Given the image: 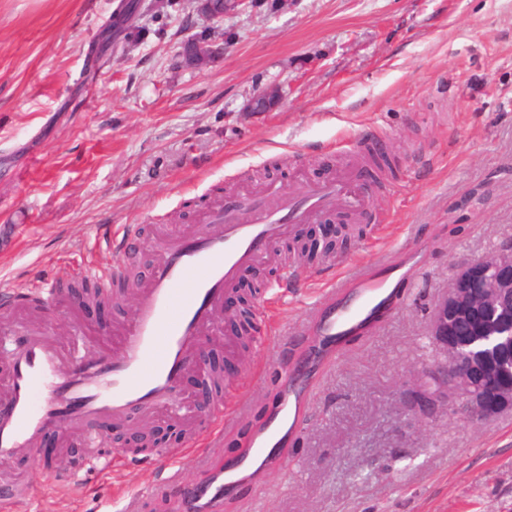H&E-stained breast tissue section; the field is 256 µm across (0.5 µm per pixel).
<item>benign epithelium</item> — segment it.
Masks as SVG:
<instances>
[{"instance_id": "obj_1", "label": "benign epithelium", "mask_w": 512, "mask_h": 512, "mask_svg": "<svg viewBox=\"0 0 512 512\" xmlns=\"http://www.w3.org/2000/svg\"><path fill=\"white\" fill-rule=\"evenodd\" d=\"M256 7V0H201V10L220 18ZM213 54L204 42L182 54L187 66L201 67ZM286 96L281 85L265 87L251 98L252 112H267ZM478 324L482 340L499 361L476 359L457 365V328ZM430 338L442 359L422 367L399 392L402 415L398 431L404 434L422 423L437 420L448 411L474 423L487 421L512 409V244L465 262L455 268L448 291L436 304Z\"/></svg>"}]
</instances>
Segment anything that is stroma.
I'll use <instances>...</instances> for the list:
<instances>
[{
	"label": "stroma",
	"mask_w": 512,
	"mask_h": 512,
	"mask_svg": "<svg viewBox=\"0 0 512 512\" xmlns=\"http://www.w3.org/2000/svg\"><path fill=\"white\" fill-rule=\"evenodd\" d=\"M120 0H0V340L35 329L21 296L115 265L132 232L143 257L190 236L225 190L289 192L352 167L361 138L382 146L394 178L371 183L370 221L346 250L308 266L287 246L263 267L256 340L209 344L224 398L190 417L132 411L150 430L181 432L170 456L189 484L225 470L302 388L306 412L270 467L224 497L223 512H512V411L473 424L447 414L395 435L396 395L435 355L428 333L455 265L512 242V0H259L206 16L198 0H140L126 33ZM221 45L206 66L179 62L185 40ZM273 83L288 96L248 109ZM413 267L390 317L348 337L316 375L318 290L382 256ZM132 300L102 312L61 306L64 353L112 349ZM231 414L222 445L205 439ZM63 438L0 465V487L27 483L11 512H176L158 451L90 449ZM55 461L47 463L44 454Z\"/></svg>",
	"instance_id": "35a3bbf8"
}]
</instances>
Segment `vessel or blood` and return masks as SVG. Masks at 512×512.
Instances as JSON below:
<instances>
[{
	"mask_svg": "<svg viewBox=\"0 0 512 512\" xmlns=\"http://www.w3.org/2000/svg\"><path fill=\"white\" fill-rule=\"evenodd\" d=\"M363 207L350 174L290 192L273 204L256 197L246 219L224 205L210 214L202 235L166 243L147 285L138 291L137 308L123 327L117 352L66 368L50 336L29 335L8 358V389L0 399V463L32 454L50 429L73 424L90 429L104 418L121 422L132 409L173 402L197 340L217 331L215 315L224 303V289L240 270L264 263L288 225ZM407 278L395 263L363 272L354 281L356 301L319 314L317 335L333 342L366 331ZM302 411V395L289 390L287 403L257 434L254 460L273 457L285 433L295 432ZM225 487L219 473L204 487L185 489L181 512H219Z\"/></svg>",
	"mask_w": 512,
	"mask_h": 512,
	"instance_id": "b4317fda",
	"label": "vessel or blood"
}]
</instances>
